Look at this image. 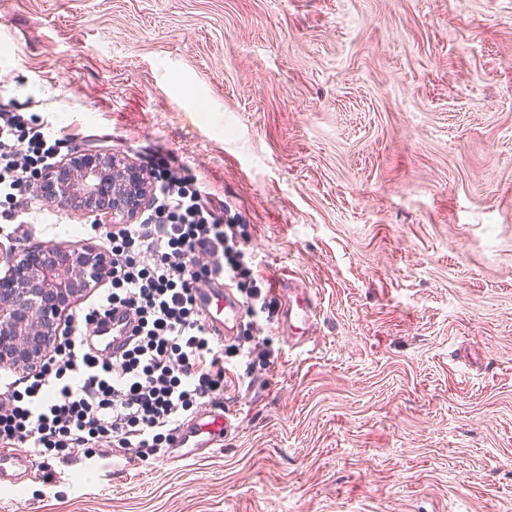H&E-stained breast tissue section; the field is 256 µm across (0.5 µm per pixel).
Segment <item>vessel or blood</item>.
I'll list each match as a JSON object with an SVG mask.
<instances>
[{
    "instance_id": "1",
    "label": "vessel or blood",
    "mask_w": 512,
    "mask_h": 512,
    "mask_svg": "<svg viewBox=\"0 0 512 512\" xmlns=\"http://www.w3.org/2000/svg\"><path fill=\"white\" fill-rule=\"evenodd\" d=\"M197 303L203 318L214 336L229 338L237 331L241 318V304L233 288L217 282L196 291ZM313 296L288 304L284 317L288 326L309 325L317 315ZM131 334V326L122 312H115L106 332L98 334L96 349L121 353ZM234 424L228 413L216 407L185 421L178 429L167 461H199L224 446V439ZM37 467L32 456L11 448H0V487L15 485L30 479Z\"/></svg>"
}]
</instances>
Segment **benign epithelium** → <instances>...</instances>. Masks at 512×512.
<instances>
[{
	"label": "benign epithelium",
	"instance_id": "obj_1",
	"mask_svg": "<svg viewBox=\"0 0 512 512\" xmlns=\"http://www.w3.org/2000/svg\"><path fill=\"white\" fill-rule=\"evenodd\" d=\"M152 175L110 152L73 153L36 179V195L60 207L132 221L145 207ZM8 263L0 277V365L24 370L49 352L67 311L110 275L102 249L34 247Z\"/></svg>",
	"mask_w": 512,
	"mask_h": 512
}]
</instances>
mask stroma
Returning <instances> with one entry per match:
<instances>
[{
    "label": "stroma",
    "instance_id": "1",
    "mask_svg": "<svg viewBox=\"0 0 512 512\" xmlns=\"http://www.w3.org/2000/svg\"><path fill=\"white\" fill-rule=\"evenodd\" d=\"M1 100L169 157L318 309L245 342L213 457L53 456L0 512H512V0H0Z\"/></svg>",
    "mask_w": 512,
    "mask_h": 512
}]
</instances>
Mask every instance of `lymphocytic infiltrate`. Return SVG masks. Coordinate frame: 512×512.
I'll use <instances>...</instances> for the list:
<instances>
[{
    "label": "lymphocytic infiltrate",
    "mask_w": 512,
    "mask_h": 512,
    "mask_svg": "<svg viewBox=\"0 0 512 512\" xmlns=\"http://www.w3.org/2000/svg\"><path fill=\"white\" fill-rule=\"evenodd\" d=\"M71 133L0 104V198L6 221L24 208L33 173L68 155ZM154 189L143 219L106 231L110 286L68 314L39 367L0 376V447L24 446L39 459L52 452L91 458L109 443L132 466L163 456L172 435L204 405L224 403L230 351L213 336L196 289L216 280L238 288L253 315L272 308L253 276L247 230L229 224L197 183L148 167ZM206 254L199 262L197 254ZM136 323L117 358L90 346L113 308Z\"/></svg>",
    "instance_id": "obj_1"
}]
</instances>
